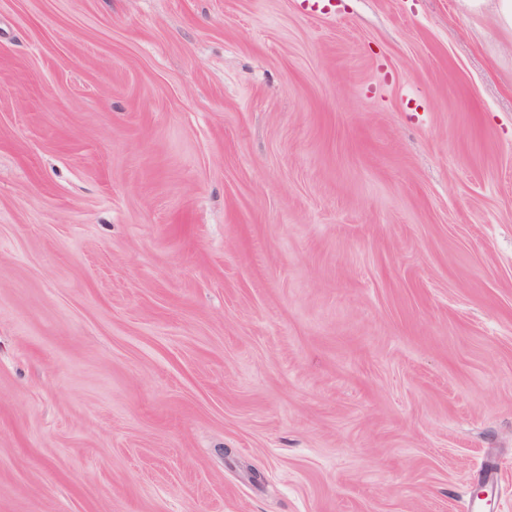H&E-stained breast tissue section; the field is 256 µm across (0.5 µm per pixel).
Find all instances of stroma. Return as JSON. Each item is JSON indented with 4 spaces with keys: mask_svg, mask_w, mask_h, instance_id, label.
<instances>
[{
    "mask_svg": "<svg viewBox=\"0 0 512 512\" xmlns=\"http://www.w3.org/2000/svg\"><path fill=\"white\" fill-rule=\"evenodd\" d=\"M512 512V36L459 0H0V512Z\"/></svg>",
    "mask_w": 512,
    "mask_h": 512,
    "instance_id": "stroma-1",
    "label": "stroma"
}]
</instances>
